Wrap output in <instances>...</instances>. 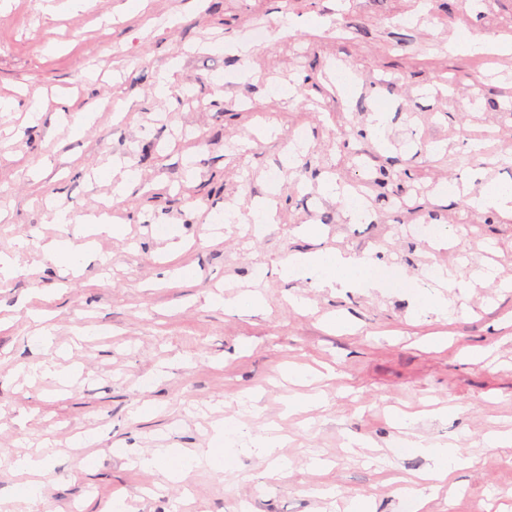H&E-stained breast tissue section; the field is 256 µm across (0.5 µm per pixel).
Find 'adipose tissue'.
<instances>
[{
	"mask_svg": "<svg viewBox=\"0 0 512 512\" xmlns=\"http://www.w3.org/2000/svg\"><path fill=\"white\" fill-rule=\"evenodd\" d=\"M371 266L372 262L368 259L356 260L339 252L313 251L289 256L282 262L281 272L288 280L314 279L319 288H373L377 282L369 274ZM213 442V448L201 454L176 460L172 459L170 449L160 448L140 457L138 463L142 466L164 465V474L171 481L182 480L194 466L201 463L216 467L240 452L270 460L278 470L288 468L287 460L277 454L282 445L281 436L272 432L261 437L249 436L243 432L236 418H225L216 428ZM413 447L430 460L431 465L423 479L434 486L444 482L452 470L470 463L469 458L457 448L438 447L420 441L414 442Z\"/></svg>",
	"mask_w": 512,
	"mask_h": 512,
	"instance_id": "1",
	"label": "adipose tissue"
}]
</instances>
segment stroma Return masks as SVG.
<instances>
[{
	"label": "stroma",
	"instance_id": "stroma-1",
	"mask_svg": "<svg viewBox=\"0 0 512 512\" xmlns=\"http://www.w3.org/2000/svg\"><path fill=\"white\" fill-rule=\"evenodd\" d=\"M59 2L0 8V99L15 103L0 112V252L18 265L0 279V512L27 480L3 455L25 448L48 465L41 498L22 512H106L121 495L133 512H346L357 496L374 512H404L405 488L430 464L404 436L474 458L427 512H499L512 498V446L484 437L512 429V217L437 190L512 176V53L451 47L471 32L512 38V0H449L447 11L442 0H92L70 13ZM338 67L356 96L336 84ZM68 100L109 107L75 134ZM32 109L41 118L30 129ZM300 128L310 145L293 156ZM433 144L440 152L428 153ZM116 161L149 191L112 196L98 173ZM323 173L369 203L371 223L319 190ZM374 178L387 188L363 187ZM269 195L279 221L261 233L217 223ZM60 206L111 209L125 233L101 240L107 265L86 260L64 279L44 260L53 238L83 243L74 225L54 223ZM311 224L316 235H301ZM418 224L439 226L449 246L416 238ZM316 250L373 259L377 287L279 277L282 260ZM486 266L497 273L488 287L470 278ZM439 268L456 280L443 314L411 288ZM243 290L263 295L264 313L211 302ZM335 315L343 325H330ZM43 329L51 347L36 340ZM41 361L80 370L65 384L27 379ZM291 366L326 378L291 384ZM316 393L321 406L287 413ZM395 409L411 414L407 431ZM233 414L254 434L278 428L287 472L252 455L179 482L130 467L156 448L208 447ZM79 434L97 438L89 458L69 451Z\"/></svg>",
	"mask_w": 512,
	"mask_h": 512
}]
</instances>
